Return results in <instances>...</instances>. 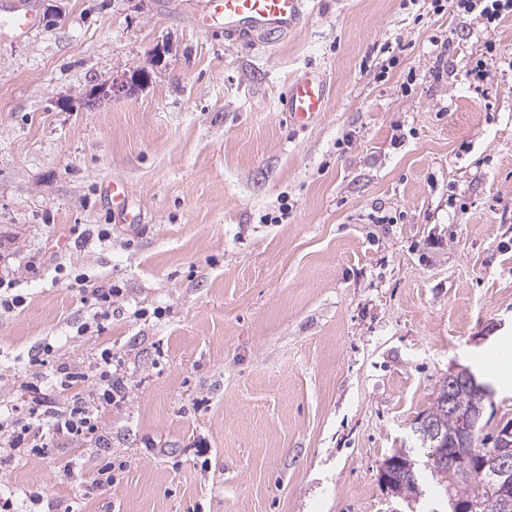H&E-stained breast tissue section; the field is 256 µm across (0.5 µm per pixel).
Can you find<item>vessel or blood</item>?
I'll list each match as a JSON object with an SVG mask.
<instances>
[{
	"mask_svg": "<svg viewBox=\"0 0 512 512\" xmlns=\"http://www.w3.org/2000/svg\"><path fill=\"white\" fill-rule=\"evenodd\" d=\"M306 18V0H195L190 15L192 25L201 32L263 41L287 36ZM38 24L36 0H0V33L22 37ZM328 104L326 77L309 69L289 84L282 106L292 126L306 129L319 121ZM103 193L110 202L113 222L142 223V215L130 203L122 182L107 183Z\"/></svg>",
	"mask_w": 512,
	"mask_h": 512,
	"instance_id": "b4317fda",
	"label": "vessel or blood"
}]
</instances>
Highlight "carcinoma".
<instances>
[{"label":"carcinoma","instance_id":"obj_1","mask_svg":"<svg viewBox=\"0 0 512 512\" xmlns=\"http://www.w3.org/2000/svg\"><path fill=\"white\" fill-rule=\"evenodd\" d=\"M446 382H441L436 391V397L429 410L416 418L415 433L418 435L424 448L443 447L444 451L435 458H428L430 472L437 478L448 501L463 497L482 496L487 502L486 512H512V506L503 509L498 498L485 482V477L474 474L470 477L461 475L460 466L450 465L454 454L453 434L458 429L459 420L470 416L478 420L475 432L468 438V447L482 457H487L491 449L485 447L484 440L480 439L484 399L471 389L458 390L453 395L454 410L446 405ZM391 479L395 482L403 499L416 498L419 494V474L416 465L399 466L391 472Z\"/></svg>","mask_w":512,"mask_h":512}]
</instances>
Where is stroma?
<instances>
[{"label": "stroma", "mask_w": 512, "mask_h": 512, "mask_svg": "<svg viewBox=\"0 0 512 512\" xmlns=\"http://www.w3.org/2000/svg\"><path fill=\"white\" fill-rule=\"evenodd\" d=\"M193 0H37L0 36V415L63 364L57 416L84 439L0 428V497L26 512H445L388 496L384 459L448 373L488 384L483 438L512 419V14L431 0H308L280 41L196 30ZM503 57L470 73L486 42ZM324 71L327 112L290 126L289 82ZM148 68L131 95L98 84ZM145 222L113 223L103 180ZM109 237H96L100 228ZM85 230L78 240L76 230ZM116 287L112 315L90 291ZM112 352L123 399L99 403ZM112 484L91 488L99 468ZM446 2V5L443 4ZM434 10H445L448 4V9H454L457 12L467 14L475 13L484 22L486 27H491L494 23L500 21L503 17V12H512L511 0H433ZM93 415L94 413L89 407L74 406L67 418L60 422L56 421L52 426L55 430L63 431L65 429L70 434L84 435L96 429Z\"/></svg>", "instance_id": "obj_1"}]
</instances>
